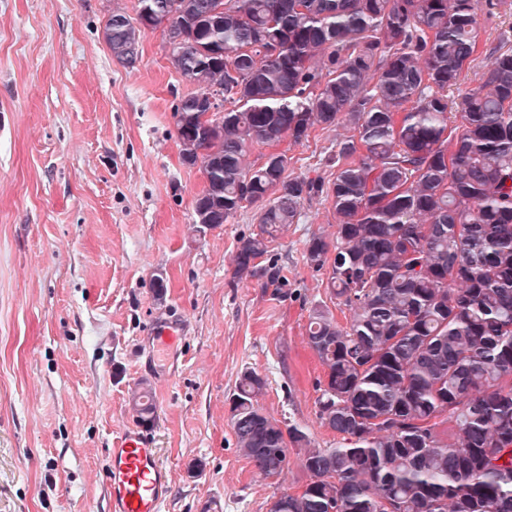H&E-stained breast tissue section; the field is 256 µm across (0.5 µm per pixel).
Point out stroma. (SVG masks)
Listing matches in <instances>:
<instances>
[{
  "mask_svg": "<svg viewBox=\"0 0 512 512\" xmlns=\"http://www.w3.org/2000/svg\"><path fill=\"white\" fill-rule=\"evenodd\" d=\"M136 4L0 0V512H108L107 450L139 424L145 390L170 473L162 512H269L308 482L296 462L264 477L237 448L228 400L244 371L265 379L266 414L314 447L338 442L318 415L324 368L307 343L311 309L330 302L326 274L303 258L311 236L335 237L333 211L304 201L273 242L280 286L236 275L254 210L194 224L204 178L180 159L172 112L193 87L162 28L142 32L132 68L102 39L112 11ZM352 133L316 128L278 148L290 173L326 178L321 152ZM170 307L190 334L156 355L174 368L157 381L139 343Z\"/></svg>",
  "mask_w": 512,
  "mask_h": 512,
  "instance_id": "1",
  "label": "stroma"
}]
</instances>
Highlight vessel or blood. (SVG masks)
<instances>
[{"label": "vessel or blood", "mask_w": 512, "mask_h": 512, "mask_svg": "<svg viewBox=\"0 0 512 512\" xmlns=\"http://www.w3.org/2000/svg\"><path fill=\"white\" fill-rule=\"evenodd\" d=\"M152 329L174 343L186 336L188 325L180 312L154 319ZM109 512H161L170 489L168 469L150 440L138 428L113 439L108 450Z\"/></svg>", "instance_id": "1"}]
</instances>
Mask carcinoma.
<instances>
[{"label": "carcinoma", "mask_w": 512, "mask_h": 512, "mask_svg": "<svg viewBox=\"0 0 512 512\" xmlns=\"http://www.w3.org/2000/svg\"><path fill=\"white\" fill-rule=\"evenodd\" d=\"M480 0H137L103 39L134 67L144 20L172 21L170 66L195 90L174 119L180 157L199 166L194 208L227 224L256 208L236 274L280 283L269 244L323 197L336 236L306 241L330 298L309 315L324 367L319 418L339 437L313 448L258 407L265 380L229 398L238 448L256 471L310 481L270 512H512V45L486 53L482 82L448 111L479 51ZM222 98L223 123L202 119ZM341 122L331 178L288 174L284 153L250 154Z\"/></svg>", "instance_id": "cac0c4a2"}]
</instances>
